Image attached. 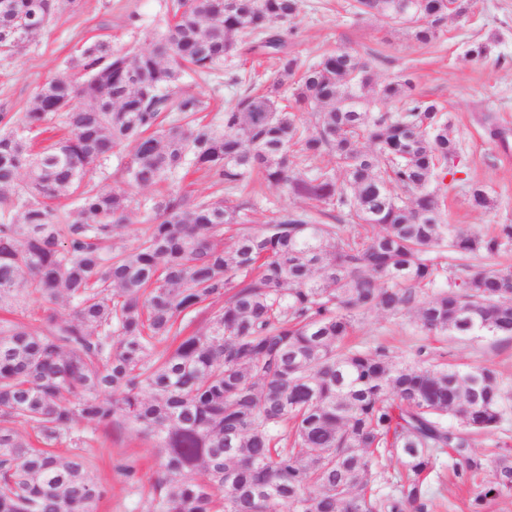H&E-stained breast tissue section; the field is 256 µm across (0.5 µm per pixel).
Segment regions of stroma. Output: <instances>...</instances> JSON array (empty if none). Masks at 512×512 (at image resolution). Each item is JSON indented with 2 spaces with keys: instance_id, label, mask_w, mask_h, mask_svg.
Segmentation results:
<instances>
[{
  "instance_id": "1",
  "label": "stroma",
  "mask_w": 512,
  "mask_h": 512,
  "mask_svg": "<svg viewBox=\"0 0 512 512\" xmlns=\"http://www.w3.org/2000/svg\"><path fill=\"white\" fill-rule=\"evenodd\" d=\"M353 0H301L288 35L289 50L303 62L318 60L340 46L361 58L381 54L377 63L379 81L402 73L414 78L416 96L437 101L453 116L452 134L460 145V173L440 196L446 223L465 231L489 233L495 225L512 222V152L503 153L485 131L494 123L512 139V0H471L467 16L449 18L439 40L431 45L415 43L401 29L380 17L354 19ZM173 0H60L59 9L39 39L21 45L14 53L0 54V116L18 125L39 88L65 70L73 69L84 46L94 41L109 43L116 50H145L152 46L156 28L171 17ZM488 41L489 55L468 57L472 43ZM275 61L267 55L242 53L225 62L214 75L186 71L185 91L200 96L206 104V121L224 125V109L243 93L246 77H271ZM479 182L495 199L490 210L474 209L469 186ZM188 201L208 196H229L252 204L248 218L261 228L272 213L284 208L304 207V200L284 195L254 179L248 186L225 191L205 171L189 172L176 185ZM167 185L132 190L131 221L115 230L114 249L136 247L153 224L154 198L167 193ZM364 348L386 346L397 361H409L418 347L432 357L471 367L493 366L500 385L512 394V341L468 336H426L410 316L372 312L364 316L353 337ZM512 445V407L492 436L476 437L470 450L476 470L458 477L453 460L441 454L437 471L428 486V512H468V502L482 489L489 476L497 442ZM81 452L92 463L95 479L107 494L96 512H147L152 485L157 477L156 450L152 440L130 425L98 433L96 440L82 445ZM131 463L137 470L135 483H128L116 467Z\"/></svg>"
}]
</instances>
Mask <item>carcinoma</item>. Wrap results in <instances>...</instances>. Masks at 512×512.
Wrapping results in <instances>:
<instances>
[{
    "label": "carcinoma",
    "instance_id": "obj_1",
    "mask_svg": "<svg viewBox=\"0 0 512 512\" xmlns=\"http://www.w3.org/2000/svg\"><path fill=\"white\" fill-rule=\"evenodd\" d=\"M416 43L448 23L441 0H355ZM57 0H0V50L21 22L49 25ZM299 0H175L152 47L83 49L82 79L46 83L21 126L0 135V200L26 196L0 222V304L37 295L52 305L42 328L0 325V512H94L104 496L78 452L52 449L86 421L122 418L158 448L152 512H414L427 508L436 453L454 472L476 463L474 438L499 428L509 397L491 367L431 365L424 348L396 362L383 346L344 344L363 316L413 314L427 335L512 340V269L470 261L512 246L444 223L436 184L455 175L452 120L413 94L407 74L378 83L375 59L338 47L304 64L280 25ZM244 50L276 60L275 76L224 110V130L197 117L184 69L211 72ZM291 104L284 105L285 92ZM66 113L68 135L41 151L28 134ZM184 123L165 124L166 114ZM129 149L130 187L203 169L233 190L259 174L321 206L282 209L260 231L247 201L178 192L155 200L158 223L130 251L104 246L127 220L125 190L95 186L97 167ZM329 155L330 170L314 165ZM80 192L67 229L50 202ZM474 208L495 201L477 182ZM444 284L433 298L424 288ZM224 304L206 331L195 315ZM35 432L37 448L18 431ZM397 456L396 492H375L379 462ZM472 499L512 491V455Z\"/></svg>",
    "mask_w": 512,
    "mask_h": 512
}]
</instances>
